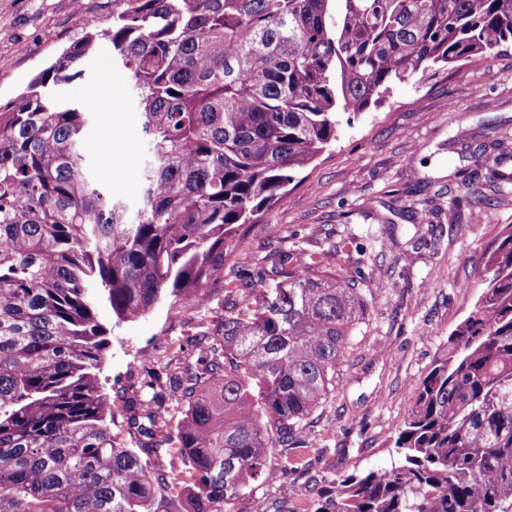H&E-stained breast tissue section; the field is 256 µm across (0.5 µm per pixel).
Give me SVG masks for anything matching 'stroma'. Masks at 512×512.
<instances>
[{"label": "stroma", "mask_w": 512, "mask_h": 512, "mask_svg": "<svg viewBox=\"0 0 512 512\" xmlns=\"http://www.w3.org/2000/svg\"><path fill=\"white\" fill-rule=\"evenodd\" d=\"M111 23L112 0H0V106L82 32ZM82 67V80L61 85L59 93L95 110L86 131L97 150L92 172L114 197L137 203L148 142L130 85L112 78L110 45H99ZM486 136L512 153V47L487 63L460 62L428 81L395 86L384 104L343 126L270 210L237 229L225 281L267 286L278 254L321 253L361 280L370 315L335 388L306 422L307 468L284 469L280 450H273L266 458L273 479L253 482L235 512H288L309 478L324 488L344 473L390 467L392 438L418 385L481 294L494 237L512 224V185L490 180L497 150L477 160L469 154ZM465 181L487 198L476 222L458 203ZM433 211L445 224L457 212L462 220L434 244H413L416 225ZM330 225L341 240L336 249L324 236ZM227 299L217 286L203 305L168 301L117 328L110 307H99L98 320L109 330L100 378L118 442L136 441L124 420L126 400L163 385L169 370L194 367Z\"/></svg>", "instance_id": "obj_1"}]
</instances>
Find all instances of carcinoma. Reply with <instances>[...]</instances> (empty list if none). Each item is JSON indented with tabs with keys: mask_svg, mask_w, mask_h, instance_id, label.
<instances>
[{
	"mask_svg": "<svg viewBox=\"0 0 512 512\" xmlns=\"http://www.w3.org/2000/svg\"><path fill=\"white\" fill-rule=\"evenodd\" d=\"M0 108V512H234L295 465L304 421L368 316L359 282L279 255L275 285L225 284L210 350L127 402L112 437L100 369L113 326L223 281L229 237L393 86L512 46V0H113ZM132 85L149 157L138 207L94 178L92 113L60 98L97 41ZM393 439L391 467L304 491L310 512H512V224ZM183 418L165 416L175 393ZM165 451L190 478L152 467Z\"/></svg>",
	"mask_w": 512,
	"mask_h": 512,
	"instance_id": "obj_1",
	"label": "carcinoma"
}]
</instances>
